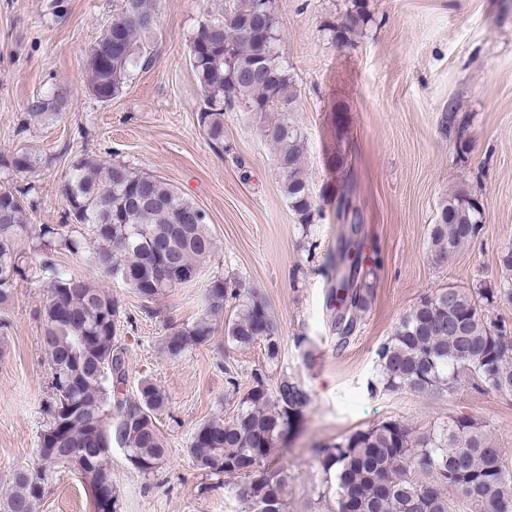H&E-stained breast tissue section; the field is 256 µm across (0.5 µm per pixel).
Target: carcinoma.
I'll return each mask as SVG.
<instances>
[{
  "mask_svg": "<svg viewBox=\"0 0 512 512\" xmlns=\"http://www.w3.org/2000/svg\"><path fill=\"white\" fill-rule=\"evenodd\" d=\"M369 22L364 0H351L340 22L330 26L345 44ZM155 0H122L119 12L99 35L86 62L88 92L102 102L117 97L138 63L149 62L138 45L156 33ZM279 21L272 0H232L224 18L198 22L189 42V58L202 94L199 123L209 139L224 144V114L243 104L252 112H289L296 99L292 75L281 62ZM64 107L61 93L34 97L28 117L39 123ZM289 207L303 224L312 222L315 200L304 171L306 140L287 118L270 132ZM0 165L22 173L31 157L17 151L0 154ZM68 215L91 226L97 245L53 227L38 234L37 251L49 296L41 313V347L52 369L48 417L40 435L39 462L12 474L0 494V512H39L46 487L61 461L53 448H73L92 460L97 472H112V445L122 448L140 473L158 470L167 444L155 415L167 398L150 379L136 394L121 392L127 380L117 335L124 309L109 291L68 273L48 257L65 250L120 280L145 302L173 286L191 284L215 244L208 224L183 218L199 206L166 179L116 162L84 155L74 161L62 185ZM353 189L337 201L336 251L323 267L328 284L326 308L338 343H347L357 318L368 308L374 268L367 264L361 230L346 221ZM24 192L0 188V305L14 298L24 276L16 241L28 233ZM486 223L479 198L448 193L429 227V248L449 258L469 244ZM499 284L465 291L448 286L425 296L402 318L392 336L376 350L377 379L370 392H409L440 396L459 387L482 392H512V328L489 319L486 311L512 306V247L501 252ZM237 292L218 277L205 289V314L193 324L173 328L162 339L170 357H180L211 341L213 317ZM261 343L267 359L280 357V327L266 302L254 291L242 297L224 318V346ZM310 402L300 384L281 379L271 389L262 375L229 418L200 423L188 448L193 465L211 475L240 479L239 496L253 512H288V471L270 461L279 442L300 422ZM322 478L319 498L336 497V512H512V461L496 447L486 425L466 416L416 429L402 420H385L315 449Z\"/></svg>",
  "mask_w": 512,
  "mask_h": 512,
  "instance_id": "cac0c4a2",
  "label": "carcinoma"
}]
</instances>
